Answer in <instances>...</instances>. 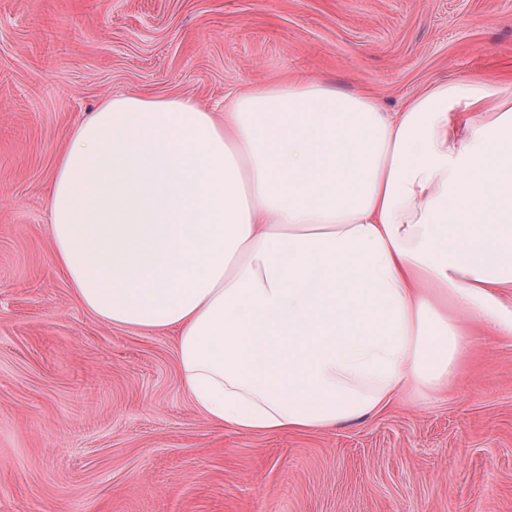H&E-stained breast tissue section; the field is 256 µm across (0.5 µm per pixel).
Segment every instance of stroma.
I'll use <instances>...</instances> for the list:
<instances>
[{
    "label": "stroma",
    "instance_id": "1",
    "mask_svg": "<svg viewBox=\"0 0 512 512\" xmlns=\"http://www.w3.org/2000/svg\"><path fill=\"white\" fill-rule=\"evenodd\" d=\"M295 75L388 111L512 83V0H0V512H512V340L472 336L447 393L255 434L187 397L174 336L103 323L53 257L55 162L115 94Z\"/></svg>",
    "mask_w": 512,
    "mask_h": 512
}]
</instances>
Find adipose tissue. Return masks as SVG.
Segmentation results:
<instances>
[{"label":"adipose tissue","mask_w":512,"mask_h":512,"mask_svg":"<svg viewBox=\"0 0 512 512\" xmlns=\"http://www.w3.org/2000/svg\"><path fill=\"white\" fill-rule=\"evenodd\" d=\"M224 101L107 98L49 203L77 299L174 334L198 412L331 428L440 392L472 325L512 338V85L438 83L397 112L303 77Z\"/></svg>","instance_id":"1"}]
</instances>
